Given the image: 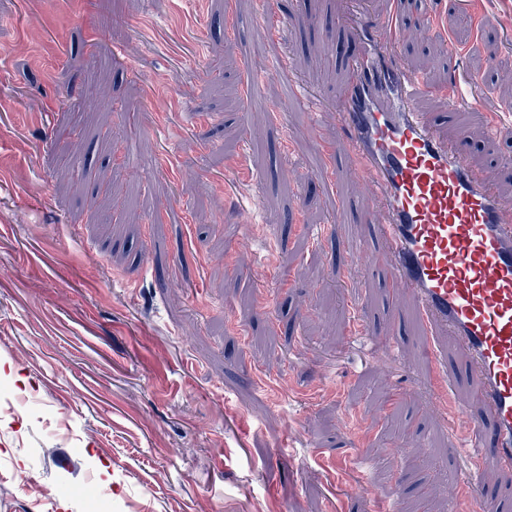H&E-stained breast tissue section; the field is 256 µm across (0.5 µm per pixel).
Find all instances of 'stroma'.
Returning <instances> with one entry per match:
<instances>
[{"mask_svg": "<svg viewBox=\"0 0 512 512\" xmlns=\"http://www.w3.org/2000/svg\"><path fill=\"white\" fill-rule=\"evenodd\" d=\"M439 40L458 44L463 75L487 107L512 101V47L483 27L490 0H434ZM303 14L282 38L296 75L329 104L342 75L317 43L352 0H271ZM254 0H0V512H374L396 488L445 502L455 442L433 408L427 353L351 337L380 296L378 275L332 255L340 193L310 181L302 121L280 125L282 80L244 25ZM261 83L276 155L237 119ZM422 111L457 128L471 165L498 191L486 127L443 103ZM132 130L142 158L102 150L98 124ZM296 141L280 153L283 137ZM207 144L197 154V141ZM288 173L263 212L288 216L287 270L267 261L270 230L234 229L232 185L268 157ZM130 195L99 206L102 180ZM397 434L385 431L399 392Z\"/></svg>", "mask_w": 512, "mask_h": 512, "instance_id": "stroma-1", "label": "stroma"}]
</instances>
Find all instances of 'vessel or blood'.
I'll return each instance as SVG.
<instances>
[{
  "label": "vessel or blood",
  "instance_id": "obj_1",
  "mask_svg": "<svg viewBox=\"0 0 512 512\" xmlns=\"http://www.w3.org/2000/svg\"><path fill=\"white\" fill-rule=\"evenodd\" d=\"M267 7L257 0L252 28L271 49L270 71L289 77L279 109L306 120L317 156L311 174L328 160L337 184L371 189L336 204L337 219L354 211L366 226L351 265L413 295L411 306L386 318L385 334H394L400 321L434 339L428 356L437 410L467 452L455 477L467 496L451 494L447 510L512 512L511 490L491 502L482 495L492 475L512 476V201L473 172L466 154L449 146L417 103L439 94L449 117L480 112L493 131L500 115L485 109L469 80L434 91L425 75L403 64L392 24L362 15L353 27L360 47L343 64L336 143L328 145L320 134L325 100L292 78L281 29ZM442 337L452 347L439 345Z\"/></svg>",
  "mask_w": 512,
  "mask_h": 512
}]
</instances>
